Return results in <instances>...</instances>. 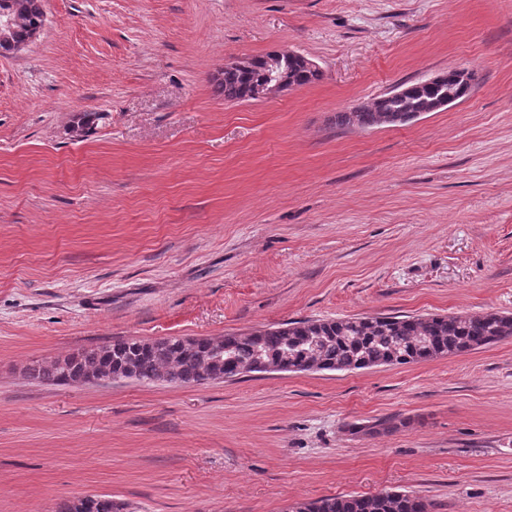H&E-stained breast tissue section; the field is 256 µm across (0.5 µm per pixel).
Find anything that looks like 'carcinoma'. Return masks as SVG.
Here are the masks:
<instances>
[{"label":"carcinoma","instance_id":"carcinoma-1","mask_svg":"<svg viewBox=\"0 0 512 512\" xmlns=\"http://www.w3.org/2000/svg\"><path fill=\"white\" fill-rule=\"evenodd\" d=\"M15 35L21 39L28 28L41 20L40 0H18ZM288 79L299 86L320 79L305 60L282 61ZM265 77L264 56H257L248 69L231 70L214 77L215 92L227 102L242 101L250 87ZM474 75L457 77L449 69L427 84L412 83L402 94L384 93L359 110L336 113V126L370 130L405 124L403 118L432 112L448 98L465 99ZM512 336V315L498 312L362 316L330 320H304L277 327L222 337L223 365L251 366L259 361L289 369L309 362L319 370L349 371L383 365H407L437 357L464 354ZM216 347L208 343L185 344L179 336L147 343L131 338L82 352L69 364L70 378H82L104 370L131 372L140 382L200 385L205 357ZM63 367L56 361L36 362L27 368L30 378L59 384ZM300 512H427L425 503L407 492H384L367 496L325 497L301 503ZM55 512H112L91 501L79 508L76 499L59 502Z\"/></svg>","mask_w":512,"mask_h":512}]
</instances>
